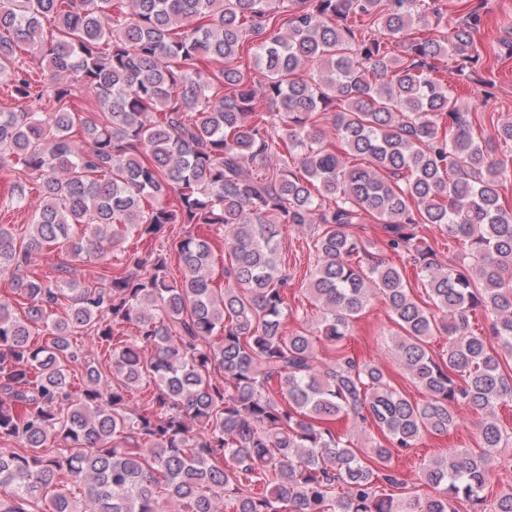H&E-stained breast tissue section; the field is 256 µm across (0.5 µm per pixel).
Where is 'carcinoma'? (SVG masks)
Listing matches in <instances>:
<instances>
[{
  "label": "carcinoma",
  "mask_w": 512,
  "mask_h": 512,
  "mask_svg": "<svg viewBox=\"0 0 512 512\" xmlns=\"http://www.w3.org/2000/svg\"><path fill=\"white\" fill-rule=\"evenodd\" d=\"M440 2L0 0V82L18 101L0 112V169L40 197L22 241L0 225V272L56 249L122 255L95 285L17 278L26 306L0 300V512H512V485L486 495L495 453L512 446L497 420L512 402V207L500 202L512 156L497 152L512 121L474 136L440 63L469 79L481 17L429 36ZM84 95L99 120L75 108ZM43 99L52 111L32 109ZM368 217L421 274L427 305L350 232ZM168 224L190 227L178 280L163 251L124 248ZM286 224L321 225L314 336L286 327ZM425 224L466 261L440 262ZM201 225L224 228L220 293ZM374 298L420 401L343 348ZM64 300L63 316L48 314ZM476 311L488 331L472 327ZM79 333L106 346L108 368L72 344ZM319 343L336 350L323 367ZM150 382L130 408L127 393ZM459 404L481 415L476 447L424 463V497L381 492L404 485L394 452L457 427ZM340 417L372 421L381 439L353 447L325 427Z\"/></svg>",
  "instance_id": "carcinoma-1"
}]
</instances>
